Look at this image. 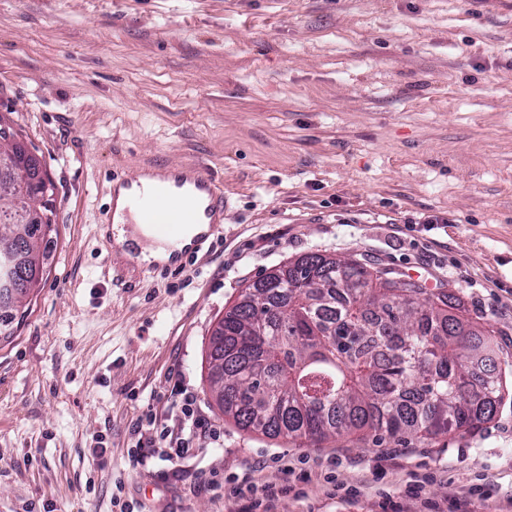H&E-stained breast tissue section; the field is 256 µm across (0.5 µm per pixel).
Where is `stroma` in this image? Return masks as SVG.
<instances>
[{
	"label": "stroma",
	"mask_w": 512,
	"mask_h": 512,
	"mask_svg": "<svg viewBox=\"0 0 512 512\" xmlns=\"http://www.w3.org/2000/svg\"><path fill=\"white\" fill-rule=\"evenodd\" d=\"M0 116L58 193L0 339V512H112L119 484L139 512H249L255 462L284 489L264 512H512V401L432 442L295 448L225 417L206 360L242 290L311 252L460 294L512 356V0H0ZM147 163L204 165L230 198L179 271L105 226ZM176 385L198 450L132 466L146 413L179 432ZM20 279L21 282L18 284V288L16 290L21 298H19L16 303L10 305L4 302L2 304L0 296V339L8 338L11 335V325L16 318V313L14 312H18L19 307L17 303H21L25 297H28L34 291V288H36L38 283V280L31 281L28 279Z\"/></svg>",
	"instance_id": "stroma-1"
}]
</instances>
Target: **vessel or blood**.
I'll return each mask as SVG.
<instances>
[{
	"mask_svg": "<svg viewBox=\"0 0 512 512\" xmlns=\"http://www.w3.org/2000/svg\"><path fill=\"white\" fill-rule=\"evenodd\" d=\"M119 187L129 191L131 209L141 223L153 226L158 237L175 239L184 225H200L190 246L194 255L219 235L229 205L222 185L199 164L166 168L152 182L140 170L122 178Z\"/></svg>",
	"mask_w": 512,
	"mask_h": 512,
	"instance_id": "1",
	"label": "vessel or blood"
}]
</instances>
